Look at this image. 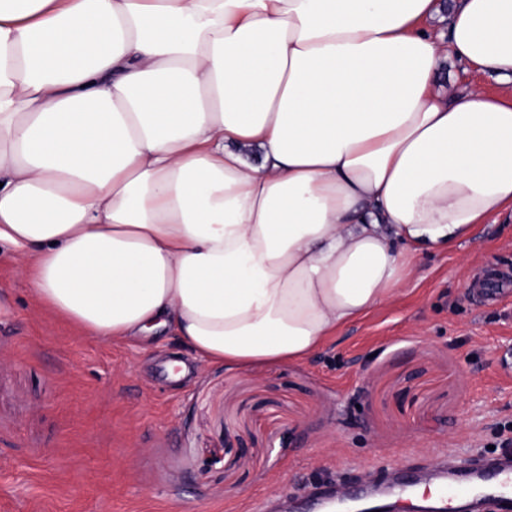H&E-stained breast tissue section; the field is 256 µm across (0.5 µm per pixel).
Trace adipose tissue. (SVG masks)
<instances>
[{
	"label": "adipose tissue",
	"instance_id": "adipose-tissue-1",
	"mask_svg": "<svg viewBox=\"0 0 512 512\" xmlns=\"http://www.w3.org/2000/svg\"><path fill=\"white\" fill-rule=\"evenodd\" d=\"M507 211L512 0H0V245L100 340L297 361ZM443 85L451 91L464 89L474 84L486 91L497 93L503 90L495 75L480 74L477 72H463V67L454 60L448 59L441 64Z\"/></svg>",
	"mask_w": 512,
	"mask_h": 512
}]
</instances>
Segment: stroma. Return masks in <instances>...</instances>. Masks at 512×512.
I'll return each mask as SVG.
<instances>
[{"instance_id": "stroma-1", "label": "stroma", "mask_w": 512, "mask_h": 512, "mask_svg": "<svg viewBox=\"0 0 512 512\" xmlns=\"http://www.w3.org/2000/svg\"><path fill=\"white\" fill-rule=\"evenodd\" d=\"M0 249V512H305L512 425V212L419 258L405 289L307 359L204 366L160 332L102 342L45 309ZM187 374L172 381L169 360Z\"/></svg>"}]
</instances>
